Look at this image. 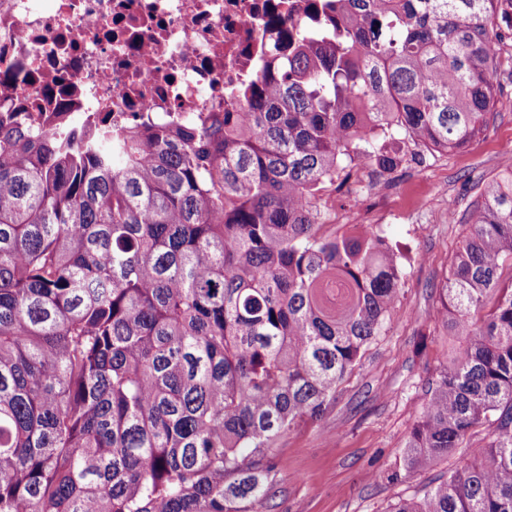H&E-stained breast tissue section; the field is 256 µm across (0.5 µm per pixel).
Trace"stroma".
Listing matches in <instances>:
<instances>
[{"mask_svg": "<svg viewBox=\"0 0 512 512\" xmlns=\"http://www.w3.org/2000/svg\"><path fill=\"white\" fill-rule=\"evenodd\" d=\"M499 39L494 117L470 146L427 155L388 179H369V196L327 188L333 232L356 224L381 226L404 268L388 330L346 375L316 423L285 432L276 444L275 491L262 512H390L400 500L465 464L483 443L476 428L464 448L413 476L403 473L409 431L427 400V382L456 346L436 315L439 287L465 233L462 220L479 181L502 168L512 147V8L494 18Z\"/></svg>", "mask_w": 512, "mask_h": 512, "instance_id": "1", "label": "stroma"}]
</instances>
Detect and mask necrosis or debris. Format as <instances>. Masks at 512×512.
Masks as SVG:
<instances>
[{
  "label": "necrosis or debris",
  "instance_id": "4bbe7bcc",
  "mask_svg": "<svg viewBox=\"0 0 512 512\" xmlns=\"http://www.w3.org/2000/svg\"><path fill=\"white\" fill-rule=\"evenodd\" d=\"M323 0H0V112L69 130L240 112L281 33L319 40Z\"/></svg>",
  "mask_w": 512,
  "mask_h": 512
}]
</instances>
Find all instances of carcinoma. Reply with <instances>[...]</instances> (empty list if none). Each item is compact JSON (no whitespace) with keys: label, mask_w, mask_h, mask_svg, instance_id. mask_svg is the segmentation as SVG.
Wrapping results in <instances>:
<instances>
[{"label":"carcinoma","mask_w":512,"mask_h":512,"mask_svg":"<svg viewBox=\"0 0 512 512\" xmlns=\"http://www.w3.org/2000/svg\"><path fill=\"white\" fill-rule=\"evenodd\" d=\"M505 3L330 0L248 111L176 130L77 148L0 118V512H259L278 438L321 419L404 275L381 229L321 232L322 191L488 128ZM465 223L437 309L459 342L404 469L487 436L390 512H512V167Z\"/></svg>","instance_id":"1"}]
</instances>
